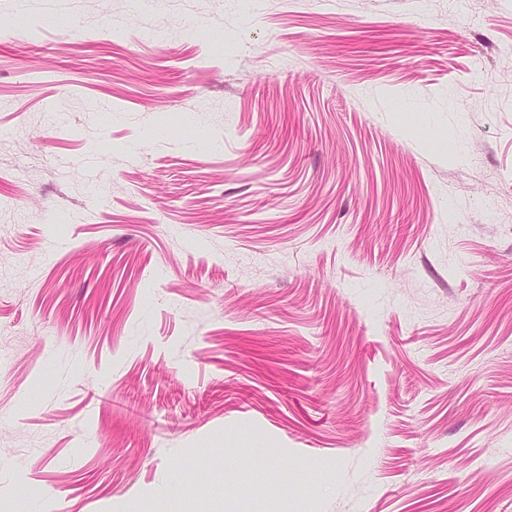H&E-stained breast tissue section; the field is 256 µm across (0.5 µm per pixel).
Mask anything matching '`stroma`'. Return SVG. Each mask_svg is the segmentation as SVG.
Masks as SVG:
<instances>
[{"label":"stroma","mask_w":512,"mask_h":512,"mask_svg":"<svg viewBox=\"0 0 512 512\" xmlns=\"http://www.w3.org/2000/svg\"><path fill=\"white\" fill-rule=\"evenodd\" d=\"M0 101V512H512V0H0Z\"/></svg>","instance_id":"obj_1"}]
</instances>
